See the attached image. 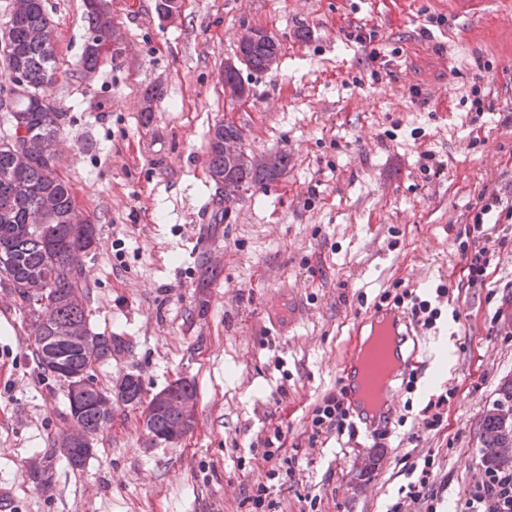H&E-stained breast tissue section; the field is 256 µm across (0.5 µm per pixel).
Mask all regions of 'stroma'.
<instances>
[{"label":"stroma","instance_id":"stroma-1","mask_svg":"<svg viewBox=\"0 0 512 512\" xmlns=\"http://www.w3.org/2000/svg\"><path fill=\"white\" fill-rule=\"evenodd\" d=\"M155 4L112 0L125 52L86 73L83 0H45L61 72L51 102L67 114L57 164L98 232L81 258L87 314L116 344L94 383L131 373L148 398L194 381L197 419L180 441L153 444L140 407L113 401L92 456L72 468L58 448L67 385L39 367L28 311L0 284V498L12 512H251L278 438L290 472L272 489L277 512H387L428 460L436 512H467L486 472L484 415L512 378V224L493 230L503 245L486 286L458 285L469 201L486 186L512 199V7L182 0L170 21ZM365 24L376 33L361 44ZM256 28L280 43L279 64L241 69L251 96L227 102L224 65ZM477 85L491 90L480 115ZM222 121L255 157L288 156L223 217L205 157ZM426 151L440 175L422 171ZM442 284L449 297L418 333L416 383L396 393L389 434L314 433L360 318L406 289L437 300ZM442 344L451 359L437 376ZM442 394L443 426L427 430L424 408ZM34 461L50 468V490L30 479Z\"/></svg>","mask_w":512,"mask_h":512}]
</instances>
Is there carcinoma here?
<instances>
[{
	"instance_id": "cac0c4a2",
	"label": "carcinoma",
	"mask_w": 512,
	"mask_h": 512,
	"mask_svg": "<svg viewBox=\"0 0 512 512\" xmlns=\"http://www.w3.org/2000/svg\"><path fill=\"white\" fill-rule=\"evenodd\" d=\"M89 30L95 37L89 42L80 60V66L93 70L103 54L109 52L121 35L107 15L108 0H85ZM50 23L43 8V0H14L10 15L11 49L3 51L7 71L23 72L30 92L16 100L9 110V117L19 114L25 122V138L34 143L38 151L29 164L18 167L13 154L0 147V282L24 296L28 286L38 282L48 297L57 302V328L89 326L86 302L89 288L81 281V257L88 246L96 241V227L91 223L73 224L71 212L75 199L67 182L54 170L56 153L52 150L66 113L59 111L49 101L47 92L56 81L57 61L55 49L38 38V33ZM281 47L272 36L257 42L244 44L242 64L247 68L264 72L279 58ZM242 139L240 128L232 123L218 124L211 131L207 144L208 170L214 183L232 182L248 189L263 188L277 179L288 167V155L278 154L269 164L257 161L244 153L231 168H226L224 142ZM53 198L54 209L42 224H32L29 213L43 197ZM35 343L34 354L45 372L61 379L84 370L88 358L104 362L112 357V340L98 341L91 352L56 344L58 360L46 361L47 345L43 333L32 326ZM112 399V392L98 388L74 405L68 399V418H75L86 430L97 432L106 418L100 408V400ZM484 436L481 458L489 470L504 469L512 458L499 456V448L512 442V428L502 426L499 419L484 418ZM179 426V422L166 413L152 419L151 429L158 435Z\"/></svg>"
}]
</instances>
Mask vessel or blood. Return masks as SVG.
<instances>
[{"instance_id": "b4317fda", "label": "vessel or blood", "mask_w": 512, "mask_h": 512, "mask_svg": "<svg viewBox=\"0 0 512 512\" xmlns=\"http://www.w3.org/2000/svg\"><path fill=\"white\" fill-rule=\"evenodd\" d=\"M362 326H387L393 336L389 351L382 353L378 363L366 366L361 362L360 348L350 349L346 356L347 374L342 379L346 399L367 431H383L393 414L391 393L393 381L402 378L415 361L407 343L413 339L416 326L402 309L388 306L370 311Z\"/></svg>"}]
</instances>
